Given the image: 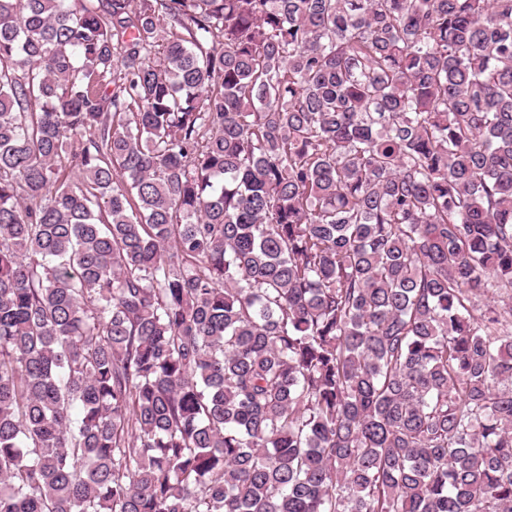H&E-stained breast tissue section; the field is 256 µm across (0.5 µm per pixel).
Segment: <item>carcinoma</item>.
<instances>
[{
	"instance_id": "carcinoma-1",
	"label": "carcinoma",
	"mask_w": 512,
	"mask_h": 512,
	"mask_svg": "<svg viewBox=\"0 0 512 512\" xmlns=\"http://www.w3.org/2000/svg\"><path fill=\"white\" fill-rule=\"evenodd\" d=\"M0 512H512V0H0Z\"/></svg>"
}]
</instances>
